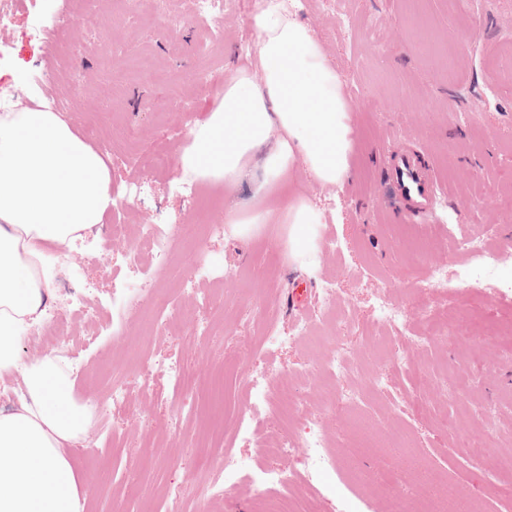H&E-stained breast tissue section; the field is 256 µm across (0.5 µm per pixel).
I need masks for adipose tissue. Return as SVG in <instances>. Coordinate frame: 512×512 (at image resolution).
Here are the masks:
<instances>
[{
    "instance_id": "obj_1",
    "label": "adipose tissue",
    "mask_w": 512,
    "mask_h": 512,
    "mask_svg": "<svg viewBox=\"0 0 512 512\" xmlns=\"http://www.w3.org/2000/svg\"><path fill=\"white\" fill-rule=\"evenodd\" d=\"M299 8L298 0H265L253 52L226 65L223 89L179 158L184 178L228 194L244 173L259 171L256 204L228 221L241 234L287 225L292 261L309 253V230L325 221L296 171L324 188L354 175L348 101ZM112 203L108 158L45 98L0 113V372L19 371L26 388L12 411L0 412V512L84 510L71 450L87 434L89 409L73 400L52 357L23 360L18 340L45 317L55 278L48 246L83 239Z\"/></svg>"
}]
</instances>
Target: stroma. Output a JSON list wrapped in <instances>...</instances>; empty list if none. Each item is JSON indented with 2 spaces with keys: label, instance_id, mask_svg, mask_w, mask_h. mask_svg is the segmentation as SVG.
Here are the masks:
<instances>
[{
  "label": "stroma",
  "instance_id": "35a3bbf8",
  "mask_svg": "<svg viewBox=\"0 0 512 512\" xmlns=\"http://www.w3.org/2000/svg\"><path fill=\"white\" fill-rule=\"evenodd\" d=\"M469 9L470 16L452 17L448 0H421L413 12L403 0H340L336 10L322 0H301L299 15L344 86L356 172L350 182L325 190L297 172L326 221L313 227L309 254L291 264L264 244L282 237L279 224L264 225L258 240L202 235V221L223 223L229 208L252 204L254 177L243 178L229 197L223 188L203 186L190 197L179 168L190 126L204 119L224 86L226 52L252 47L242 38L252 19L225 14L215 36L195 17L194 0H151L129 19L121 17L119 0H16L12 22L0 27V55L12 60L0 70V107L32 93L64 100L65 119L110 159L113 186L143 183L140 196L77 242L78 263L57 265L48 313L68 324L63 344L70 362L63 370L73 380L74 398L96 404L113 379L138 368L145 356L187 367L194 382L182 403L193 406L211 389L213 366L230 359L224 374L242 415L224 423L229 450L263 469L296 473L285 488L238 476L221 499L202 504L190 488L203 483L200 463L217 450L202 441L201 420L175 417L163 383L149 391L134 386L135 415L94 412L85 441L72 450L86 481L85 512H167L175 503L183 512L204 506L260 512L265 499L284 494L315 501L318 512H346L351 505L358 512H389L399 497L417 512L419 499L445 480L462 481L466 497L484 512H512L501 493L512 485V472L496 466L512 454V290L493 287L481 263L448 253L449 225L491 224L489 248L497 265L512 273V86L501 75L512 46V0H469ZM39 17L53 24L52 48L27 38ZM374 25L379 34L373 39ZM448 34L455 37L449 53L437 45ZM36 72L41 82H32ZM452 102L457 111H449ZM450 144L457 148L451 160L443 151ZM159 148L169 159L163 172L138 165L136 155ZM406 151L433 169L441 192L432 214L398 221L386 181L393 158ZM116 219L133 241L146 224L193 226L209 274L184 268L188 244L181 239L168 266L146 263L140 275L181 303L223 289V308L198 312L208 334H190L181 324L152 333L147 303L127 311L124 335H113L112 302L121 296L114 284L129 274L124 248L104 246L106 227ZM327 238L335 240L334 249L325 248ZM414 242L446 259L445 287L429 286L425 265L414 262ZM329 282L349 313L343 336H308L278 348L243 336L240 320L247 314L284 332L304 323L319 327L318 296ZM384 297L407 311V325L394 341L410 352L411 369L389 364L374 338V311ZM50 320L39 333L51 332ZM448 326L459 327V335L443 337ZM336 344L358 352L360 364L375 371L371 378H345L342 402L333 400L332 386L310 388ZM285 385L296 401L283 416L279 391ZM254 414L263 416L269 435L291 441L323 418L335 472L311 485L302 478L300 456H266L248 428ZM399 418L429 464L418 483L390 448L361 442L362 433L384 435ZM473 424L487 448L479 461L452 438L454 430Z\"/></svg>",
  "mask_w": 512,
  "mask_h": 512
}]
</instances>
